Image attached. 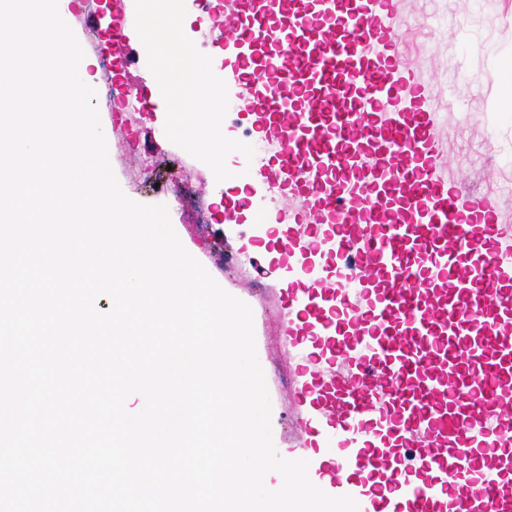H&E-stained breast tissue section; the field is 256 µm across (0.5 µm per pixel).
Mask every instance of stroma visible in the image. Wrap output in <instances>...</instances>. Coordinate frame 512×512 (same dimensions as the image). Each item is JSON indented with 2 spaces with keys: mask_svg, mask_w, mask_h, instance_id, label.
Masks as SVG:
<instances>
[{
  "mask_svg": "<svg viewBox=\"0 0 512 512\" xmlns=\"http://www.w3.org/2000/svg\"><path fill=\"white\" fill-rule=\"evenodd\" d=\"M197 13L190 0H180L177 26L161 32H140L131 42L133 64L121 80L148 90L149 111L134 113L126 132H114L110 110L100 109L108 130L109 160L127 197L142 204H163L185 249L229 294L248 304L253 313L258 361L271 401L272 439L279 456L297 447L299 417L293 399L295 363L279 335L283 311L279 300L285 280L272 249L258 252L252 243L262 231L246 223L252 202L273 209L266 191L253 184L242 221L229 219L220 201L239 193L237 178L228 176L236 152L232 138L224 140V157L205 149L187 150L174 131L175 112L167 91L152 88L163 53L175 44L194 48L199 61L209 60L195 29ZM398 50L414 80L423 88L434 116L433 134L446 159L442 178L456 183L473 198L494 196L497 224L512 228V195L497 188L512 181V0H396ZM156 170L159 187L144 186L141 175ZM183 172L209 203V221L173 195L169 171Z\"/></svg>",
  "mask_w": 512,
  "mask_h": 512,
  "instance_id": "1",
  "label": "stroma"
}]
</instances>
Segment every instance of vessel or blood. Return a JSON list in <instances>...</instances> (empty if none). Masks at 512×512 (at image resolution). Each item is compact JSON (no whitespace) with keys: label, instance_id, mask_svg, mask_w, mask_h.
I'll list each match as a JSON object with an SVG mask.
<instances>
[{"label":"vessel or blood","instance_id":"obj_1","mask_svg":"<svg viewBox=\"0 0 512 512\" xmlns=\"http://www.w3.org/2000/svg\"><path fill=\"white\" fill-rule=\"evenodd\" d=\"M128 4L106 3L119 63ZM395 16L393 0H232L215 29L238 111L275 147L244 177L276 192L277 223L251 221L288 272L291 457L358 512H512V229L442 179ZM192 95L224 87L204 72Z\"/></svg>","mask_w":512,"mask_h":512}]
</instances>
